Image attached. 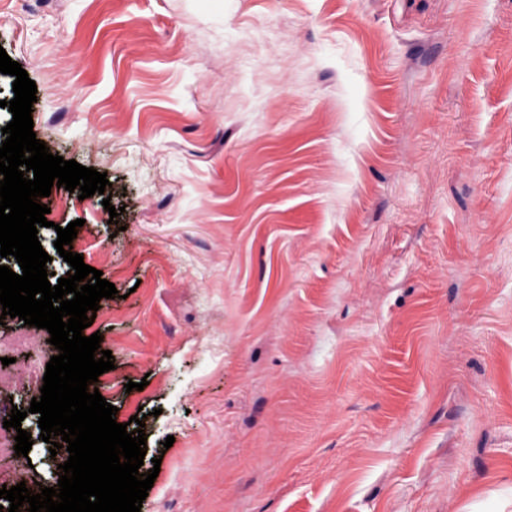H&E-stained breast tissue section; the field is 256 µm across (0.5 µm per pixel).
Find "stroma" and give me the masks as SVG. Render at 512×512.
I'll use <instances>...</instances> for the list:
<instances>
[{"instance_id":"35a3bbf8","label":"stroma","mask_w":512,"mask_h":512,"mask_svg":"<svg viewBox=\"0 0 512 512\" xmlns=\"http://www.w3.org/2000/svg\"><path fill=\"white\" fill-rule=\"evenodd\" d=\"M0 48L111 184L37 237L57 283L82 220L117 289L84 333L161 460L141 512H512V0H0ZM18 335L0 469L54 487Z\"/></svg>"}]
</instances>
